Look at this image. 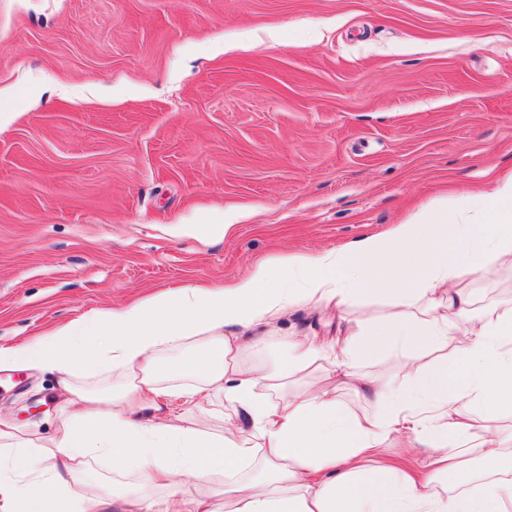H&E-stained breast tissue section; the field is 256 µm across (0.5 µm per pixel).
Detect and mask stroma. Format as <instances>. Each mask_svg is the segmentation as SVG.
<instances>
[{"mask_svg": "<svg viewBox=\"0 0 512 512\" xmlns=\"http://www.w3.org/2000/svg\"><path fill=\"white\" fill-rule=\"evenodd\" d=\"M0 345L339 250L512 173V0H0ZM246 211L224 239L183 232ZM484 305L512 265L469 271ZM335 308L278 336L335 343ZM57 375L0 368L48 437Z\"/></svg>", "mask_w": 512, "mask_h": 512, "instance_id": "stroma-1", "label": "stroma"}]
</instances>
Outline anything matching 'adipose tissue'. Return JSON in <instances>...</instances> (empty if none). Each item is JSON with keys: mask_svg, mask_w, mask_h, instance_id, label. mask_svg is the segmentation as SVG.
I'll list each match as a JSON object with an SVG mask.
<instances>
[{"mask_svg": "<svg viewBox=\"0 0 512 512\" xmlns=\"http://www.w3.org/2000/svg\"><path fill=\"white\" fill-rule=\"evenodd\" d=\"M512 258V177L477 193L437 200L341 250L291 253L254 264L230 285L182 287L115 310H96L39 336L0 346V367L56 372L62 425L40 439L0 418V512H512V479L441 496L405 470L371 468L396 435L432 449L446 477L470 449L498 464L512 432L472 434L475 418L512 416V297L476 307L459 287L466 272ZM390 296L382 320H355L334 347L282 340L271 319L307 299L336 308L357 296ZM279 346L272 367L248 357ZM450 349L414 384L357 374L380 349ZM333 356V386H354L381 408L359 416L329 391L284 393L289 377ZM111 372L110 390L80 376ZM266 394H258V387ZM224 428L178 427L169 413L212 415ZM137 472L119 494L72 497L89 459ZM224 478V493L206 486Z\"/></svg>", "mask_w": 512, "mask_h": 512, "instance_id": "ef3b65f1", "label": "adipose tissue"}]
</instances>
